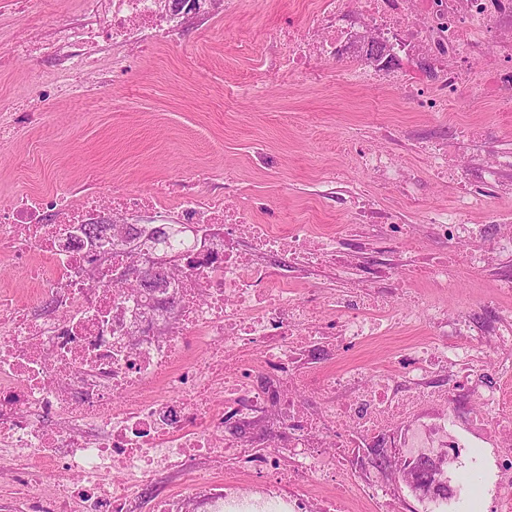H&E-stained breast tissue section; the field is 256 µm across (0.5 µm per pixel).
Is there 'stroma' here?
Returning <instances> with one entry per match:
<instances>
[{
	"label": "stroma",
	"instance_id": "1",
	"mask_svg": "<svg viewBox=\"0 0 512 512\" xmlns=\"http://www.w3.org/2000/svg\"><path fill=\"white\" fill-rule=\"evenodd\" d=\"M320 9L321 0H240L232 18L191 20L170 44L135 54L103 47L99 57L130 54L132 67L116 81L104 71L84 76L71 99L46 98L48 63L5 55L0 39V97H18L49 114L48 122L29 124L0 147V208L38 190H83L89 173L105 192L145 193L167 183L176 193L190 172L204 168L205 191L249 206L281 233L293 224L342 231L349 218L341 201L356 188L399 212L401 223L416 224L425 212L453 203L452 189L433 180L420 141L447 138L451 151L472 161V178L490 154L512 151V108H496L475 90H462L451 112L437 116L399 99L394 88L345 83L342 59L288 74L267 45L280 28L305 23ZM259 80L265 91L257 97L252 87ZM452 123L479 126L485 136L476 143L448 138ZM365 142L396 153L414 200L352 168V152ZM414 288L453 315L478 305L492 281L464 272L446 293L421 280ZM425 333L420 324L373 339L348 358L366 372H390L395 355ZM471 454L468 448L449 454L455 512H493L494 450L481 449L480 471L467 469Z\"/></svg>",
	"mask_w": 512,
	"mask_h": 512
}]
</instances>
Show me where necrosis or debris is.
I'll return each mask as SVG.
<instances>
[{"mask_svg": "<svg viewBox=\"0 0 512 512\" xmlns=\"http://www.w3.org/2000/svg\"><path fill=\"white\" fill-rule=\"evenodd\" d=\"M27 34L12 55L46 51L70 69L90 68L101 44L143 45L184 31L189 14L233 15L237 0H83L102 19L63 25L51 41L31 38L47 0H32ZM341 0L305 27L289 26L281 48L290 73L334 60L354 36L379 42L387 57L419 53L436 79L424 86L391 66L359 63L354 77L389 84L428 112L449 111L459 90L512 106V0H356L343 24ZM430 170L454 191L451 207L424 213L432 236L458 246L455 261L424 258L433 286L457 285L455 268L485 271L494 255L512 258V219L492 214L495 233L468 223L488 206L489 188L512 171V154L488 162L481 185L465 178L470 162L438 145L426 148ZM363 173L415 190L395 154L354 151ZM189 175L178 196L113 191L114 214L154 223L196 224L207 248L171 243L184 267L169 288L113 286L127 262L114 242L108 262L77 232L101 211L99 191L45 193L0 213V261L20 270L35 299L0 292V456L12 463L10 496L0 512H183L164 480L183 469L209 512H352L335 493L350 456L375 448L406 427L405 448L470 447L488 439L497 450L495 512H512V270L497 267L494 291L458 315L434 301L401 303L406 267L381 265L371 287L314 290L319 270L337 271L372 251L400 245L391 212L357 196L358 224L385 228L370 242L298 224L287 233L258 223L246 208L199 191ZM427 339L399 356L395 376L331 367L366 337L388 336L419 321ZM499 380L479 382L488 353ZM248 472L254 494L212 472L211 460ZM313 483H306L307 475Z\"/></svg>", "mask_w": 512, "mask_h": 512, "instance_id": "4bbe7bcc", "label": "necrosis or debris"}]
</instances>
